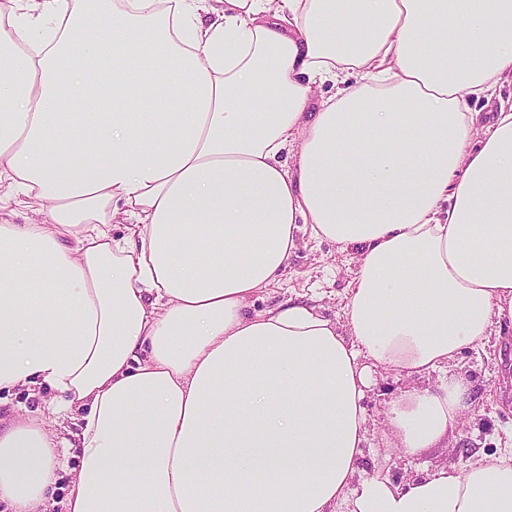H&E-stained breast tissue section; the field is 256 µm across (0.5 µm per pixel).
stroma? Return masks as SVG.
I'll list each match as a JSON object with an SVG mask.
<instances>
[{
    "mask_svg": "<svg viewBox=\"0 0 512 512\" xmlns=\"http://www.w3.org/2000/svg\"><path fill=\"white\" fill-rule=\"evenodd\" d=\"M358 252L341 249L335 242L303 239L291 255L279 283L258 291L252 307L261 310L289 297L320 295L330 318L343 317L357 269ZM454 373L471 387L472 409L461 425L418 458L394 445L385 418L389 405L407 389L422 387L423 379L403 372L377 376L364 404L369 417L367 443L360 469L398 482L423 466L447 462L465 467L474 453L512 450V350L498 341L461 353L452 363Z\"/></svg>",
    "mask_w": 512,
    "mask_h": 512,
    "instance_id": "1",
    "label": "stroma"
}]
</instances>
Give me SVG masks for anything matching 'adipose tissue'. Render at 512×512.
Segmentation results:
<instances>
[{"label": "adipose tissue", "instance_id": "1", "mask_svg": "<svg viewBox=\"0 0 512 512\" xmlns=\"http://www.w3.org/2000/svg\"><path fill=\"white\" fill-rule=\"evenodd\" d=\"M332 83L333 94L318 96ZM512 0H0V503L50 512H512V454L363 475L456 427L448 365L512 333ZM300 150L292 166L282 156ZM128 221L126 236L110 226ZM360 249L344 321L249 312L303 236ZM0 417L13 415L38 417L39 409H43L40 397L29 395L24 388L15 389L11 393L0 392Z\"/></svg>", "mask_w": 512, "mask_h": 512}]
</instances>
